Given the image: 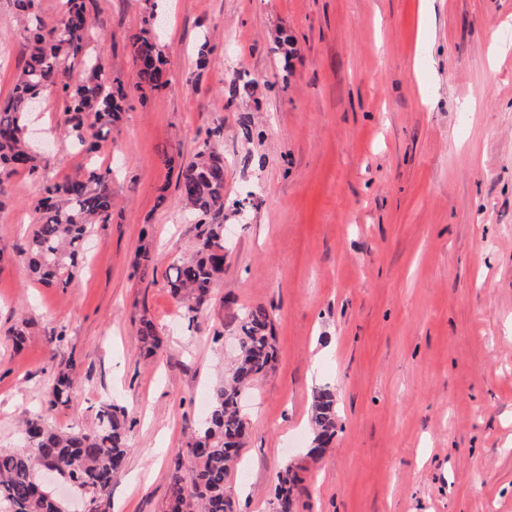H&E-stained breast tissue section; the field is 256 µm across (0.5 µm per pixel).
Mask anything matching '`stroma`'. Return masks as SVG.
Returning <instances> with one entry per match:
<instances>
[{
	"mask_svg": "<svg viewBox=\"0 0 512 512\" xmlns=\"http://www.w3.org/2000/svg\"><path fill=\"white\" fill-rule=\"evenodd\" d=\"M150 2L91 7L90 49L128 98L97 157L112 169V221L95 226L69 288L22 262L41 180L87 163L61 106L32 116L50 147L42 178L18 172L0 196V452L24 451L26 418L91 429L116 403L129 451L109 497L77 499L61 481L54 494L64 512H166L171 458L224 382L235 317L263 305L278 359L245 399L227 480L236 512H272L289 466L306 486L296 512H512V0H162L169 81L143 96L129 39ZM23 45L0 0V103ZM217 127L224 273L191 321L166 286L199 234L176 176ZM144 244L156 258L145 274ZM65 363L77 383L53 408ZM324 383L336 441L311 458Z\"/></svg>",
	"mask_w": 512,
	"mask_h": 512,
	"instance_id": "obj_1",
	"label": "stroma"
}]
</instances>
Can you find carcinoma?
Instances as JSON below:
<instances>
[{
  "mask_svg": "<svg viewBox=\"0 0 512 512\" xmlns=\"http://www.w3.org/2000/svg\"><path fill=\"white\" fill-rule=\"evenodd\" d=\"M9 3L25 23L27 37L24 67L7 102L0 105V196L17 170L35 175L48 164V156L27 136L35 96L63 106L73 146L88 154L112 142L126 98L122 82L103 78L98 58L88 52L94 34L92 0H66L63 14L53 20L39 15V0ZM131 48L140 62L136 88L163 89L168 79L158 34L151 28L140 30L132 36ZM67 62L80 68L81 80L70 78ZM220 135L218 128L209 133L178 172L177 188L200 234L195 254L170 266L167 286L194 317L224 273V158L212 142ZM112 206V168L93 160L73 178L42 184L23 251L28 276L47 286L69 287L92 226L110 223ZM272 325L271 312L264 306L252 307L239 317V351L230 376L213 389L204 426L175 451L166 512H234L227 477L246 438L242 397L275 366L278 349ZM139 335L147 351L160 348L151 320L140 321ZM73 385L71 369L59 371L48 389L50 406L66 405ZM97 419V426L89 431H61L41 417L26 421L24 434L31 453H0V512H62L60 503L39 482L37 472L43 465L53 466L85 496L105 494L128 454L125 412L109 403L101 407ZM309 425L312 448L307 454L318 456L336 436L332 386L314 389ZM185 458L192 463L188 470ZM302 483L298 469L286 468L274 491L273 512H294Z\"/></svg>",
  "mask_w": 512,
  "mask_h": 512,
  "instance_id": "1",
  "label": "carcinoma"
}]
</instances>
